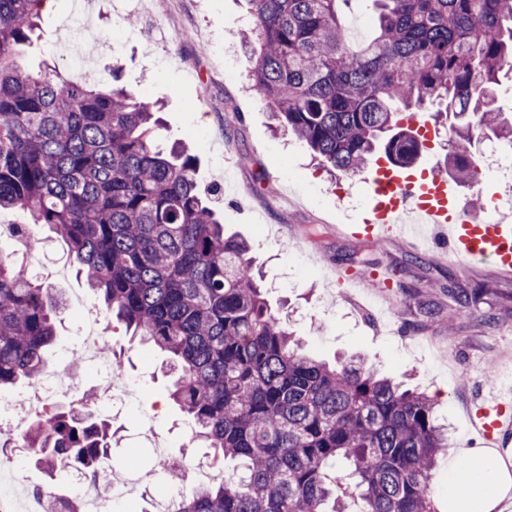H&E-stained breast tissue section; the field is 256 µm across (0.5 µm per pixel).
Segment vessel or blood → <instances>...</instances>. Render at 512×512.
Instances as JSON below:
<instances>
[{"label":"vessel or blood","mask_w":512,"mask_h":512,"mask_svg":"<svg viewBox=\"0 0 512 512\" xmlns=\"http://www.w3.org/2000/svg\"><path fill=\"white\" fill-rule=\"evenodd\" d=\"M369 209L358 223L347 225L356 238L426 239L460 263H486L512 275V223L495 218L469 219L468 202L444 172L406 174L381 159L368 178ZM474 430L487 447L512 433V386L494 385L471 415Z\"/></svg>","instance_id":"obj_1"}]
</instances>
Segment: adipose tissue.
Instances as JSON below:
<instances>
[{"label": "adipose tissue", "instance_id": "obj_1", "mask_svg": "<svg viewBox=\"0 0 512 512\" xmlns=\"http://www.w3.org/2000/svg\"><path fill=\"white\" fill-rule=\"evenodd\" d=\"M512 493V471L493 451L449 449L448 512H494Z\"/></svg>", "mask_w": 512, "mask_h": 512}]
</instances>
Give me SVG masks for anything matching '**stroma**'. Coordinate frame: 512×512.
Wrapping results in <instances>:
<instances>
[{
    "label": "stroma",
    "mask_w": 512,
    "mask_h": 512,
    "mask_svg": "<svg viewBox=\"0 0 512 512\" xmlns=\"http://www.w3.org/2000/svg\"><path fill=\"white\" fill-rule=\"evenodd\" d=\"M145 11L125 0H87L92 36L85 39L86 67L73 69L60 51L72 37L73 0H56L44 13L37 37L23 57L32 69L43 63L71 70L74 80L110 83L119 64L128 89L158 99L163 143L182 142L198 157V181L219 212L225 232L244 239L264 275L266 300L289 311L291 327L305 351L333 360L340 354L368 358L382 373L437 394L436 414L447 424L451 445L477 448L469 411L485 393L491 375L512 373V278L491 266L459 269L437 248L415 249L401 239L370 240L343 234V225L365 212V175H331L320 169L292 135L274 134L267 108L250 89L251 51L238 38V20L249 18L248 0H144ZM476 144L483 177L479 186L459 185L462 197L497 205L512 192L506 171L512 151L484 157ZM354 202L340 212L335 185ZM44 267L39 279L55 296L94 292L76 274L67 245L39 226ZM484 291L477 310L463 313L455 327L441 316L452 301L449 287ZM428 307L441 316H425ZM493 313L486 322L485 313ZM80 313L65 309L47 352L53 375L72 354L83 351ZM101 343L110 347L113 371L82 359L72 399L102 394L112 373H121L141 399L101 412L117 434L110 455L118 483L149 467L154 454L142 432L152 413L156 439L170 455L191 456L190 419L169 399L163 352L130 340L123 326L101 318Z\"/></svg>",
    "instance_id": "35a3bbf8"
}]
</instances>
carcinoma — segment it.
Here are the masks:
<instances>
[{"mask_svg":"<svg viewBox=\"0 0 512 512\" xmlns=\"http://www.w3.org/2000/svg\"><path fill=\"white\" fill-rule=\"evenodd\" d=\"M40 0H0V209L25 213L68 245L108 316L169 354L172 399L192 440L232 464L177 499L175 512H436L432 476L449 448L425 393L363 358L303 352L263 297L249 246L196 180L197 156L161 146L157 104L124 87L95 90L47 65L32 71ZM251 88L277 126L321 161L361 173L384 156L414 165L409 119L450 123L440 168L467 184L469 147L512 140L495 103L512 71V0H369L372 37L351 44V0H249ZM27 265L0 254V388L42 379L63 303ZM483 292L448 289L455 312ZM20 441L49 478L58 453L94 477L112 448L91 401L38 419Z\"/></svg>","mask_w":512,"mask_h":512,"instance_id":"obj_1","label":"carcinoma"}]
</instances>
